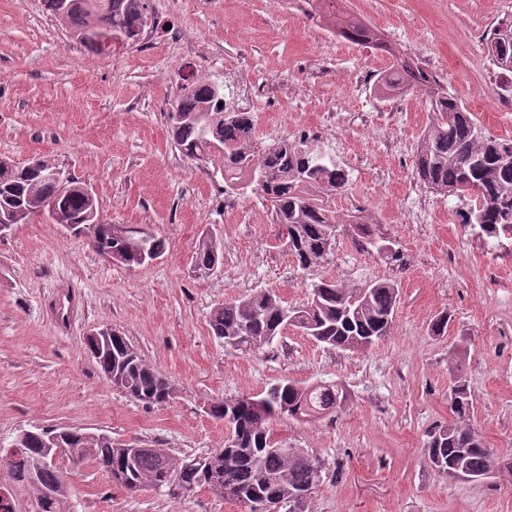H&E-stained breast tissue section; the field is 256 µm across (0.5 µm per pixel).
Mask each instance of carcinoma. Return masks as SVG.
<instances>
[{
  "instance_id": "obj_1",
  "label": "carcinoma",
  "mask_w": 512,
  "mask_h": 512,
  "mask_svg": "<svg viewBox=\"0 0 512 512\" xmlns=\"http://www.w3.org/2000/svg\"><path fill=\"white\" fill-rule=\"evenodd\" d=\"M47 11L70 29L85 48L107 54L106 39L125 45L137 40L149 22L147 0H44ZM342 37L360 45H377L378 33L350 15L332 21ZM487 53L500 74L512 77V19L499 22L486 38ZM420 88L426 95L429 121L415 160V173L424 186L438 193L471 196L475 205L462 215V223L478 229V236L512 241V140L486 133L476 117L422 67L395 61L376 84L387 96ZM232 92L223 84L200 77L183 87L168 112L172 140L184 156L218 163L225 190L251 186L252 176H264L258 187L269 202L273 223L283 247L303 269L325 259L333 249L340 226L331 197L348 183L346 170L314 149L304 137L261 146L255 141L251 112L230 111ZM55 165L40 157V167L18 166L0 158V210L18 207L28 216L48 214L54 224H84L88 213H98L99 201L85 194L81 182L70 178L58 183L42 168ZM357 242L374 247L381 238L377 224L362 215L349 222ZM94 251H112L126 265L139 264L142 246L139 229L128 224H98ZM221 244L212 233L201 234L195 266L201 275L219 262ZM399 302L392 281L348 288L333 280L312 285L305 303L290 307L273 291L261 290L227 299L210 315L213 336L231 350L269 347L289 325L330 347L360 351L388 335ZM96 357L100 372L113 386L137 402L163 405L177 398V384L160 375L117 329L105 328ZM260 408L239 399H217L205 412L224 422L229 435L224 447L203 456H176L166 448H134L106 433L90 435L69 429L65 446L73 464H95L113 481L130 491L152 487L178 495L205 488L218 498L234 500L248 510L256 502L307 512L311 492L323 482L317 456L303 448L284 450L271 442L269 422L279 415L312 420L336 413L346 399L335 382L297 383L282 380L266 388ZM452 423L430 434L425 456L440 474L456 467L479 478L497 460L492 449L476 437L469 420L473 395L457 373L450 390ZM41 431L0 450V488L10 490L14 512H73L71 488L65 472L41 455Z\"/></svg>"
}]
</instances>
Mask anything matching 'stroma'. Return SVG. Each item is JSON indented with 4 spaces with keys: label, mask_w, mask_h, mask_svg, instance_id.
I'll list each match as a JSON object with an SVG mask.
<instances>
[{
    "label": "stroma",
    "mask_w": 512,
    "mask_h": 512,
    "mask_svg": "<svg viewBox=\"0 0 512 512\" xmlns=\"http://www.w3.org/2000/svg\"><path fill=\"white\" fill-rule=\"evenodd\" d=\"M338 7L379 29L388 50L333 35L293 2L178 0L173 10L151 6V41L103 57L72 40L42 0H0V157L20 165L54 159L93 188L104 223L148 228L165 244L157 260L128 267L39 215L0 237V440L30 425H63L196 455L224 445L208 402L256 395L282 379L334 381L348 393L335 415L270 423L278 447L308 450L325 467L308 512H512L511 474L452 479L424 455L429 433L453 418L448 394L459 371L473 395L472 430L512 456V251L458 221L469 198L419 182L424 97L375 89L394 56L414 60L490 133L512 139V101L496 95L500 75L485 49L512 0ZM178 34L202 41L203 51L174 57ZM195 76L234 86L260 144L298 138L304 126L317 133L321 152L348 174L333 210L344 220L372 218L391 253L360 250L344 232L325 260L298 267L262 197L225 191L212 165L174 148L167 112ZM206 231L223 256L201 278L193 256ZM323 278L351 288L395 282L389 334L363 351L293 329L259 351H229L212 336L209 314L225 299L268 289L297 306ZM443 312L448 331L432 335L429 323ZM105 325L177 383L173 402L144 405L103 377L86 338ZM61 467L74 512H246L204 489L132 492L94 465Z\"/></svg>",
    "instance_id": "stroma-1"
}]
</instances>
